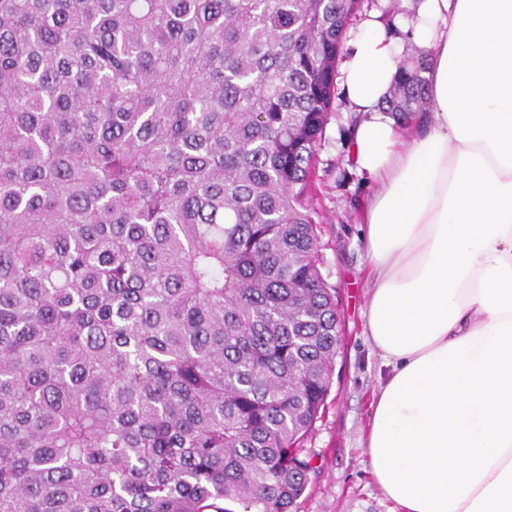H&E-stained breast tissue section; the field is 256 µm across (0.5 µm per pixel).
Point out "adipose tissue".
<instances>
[{
  "label": "adipose tissue",
  "mask_w": 512,
  "mask_h": 512,
  "mask_svg": "<svg viewBox=\"0 0 512 512\" xmlns=\"http://www.w3.org/2000/svg\"><path fill=\"white\" fill-rule=\"evenodd\" d=\"M397 7L394 30L368 15L336 78L373 186L371 473L399 512H512V0ZM409 44L429 105L405 134L382 104Z\"/></svg>",
  "instance_id": "1"
}]
</instances>
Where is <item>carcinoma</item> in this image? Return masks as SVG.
Wrapping results in <instances>:
<instances>
[{
    "mask_svg": "<svg viewBox=\"0 0 512 512\" xmlns=\"http://www.w3.org/2000/svg\"><path fill=\"white\" fill-rule=\"evenodd\" d=\"M362 4L0 0V512H292L340 344L307 195Z\"/></svg>",
    "mask_w": 512,
    "mask_h": 512,
    "instance_id": "obj_1",
    "label": "carcinoma"
}]
</instances>
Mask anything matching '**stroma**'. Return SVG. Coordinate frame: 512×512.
<instances>
[{
  "mask_svg": "<svg viewBox=\"0 0 512 512\" xmlns=\"http://www.w3.org/2000/svg\"><path fill=\"white\" fill-rule=\"evenodd\" d=\"M350 126L349 113L331 119L311 192L322 226V272L337 289L341 341L324 412L304 442L317 472L294 512H398L376 485L365 448L383 368L364 329L369 262L359 223L372 187L355 163Z\"/></svg>",
  "mask_w": 512,
  "mask_h": 512,
  "instance_id": "stroma-1",
  "label": "stroma"
}]
</instances>
